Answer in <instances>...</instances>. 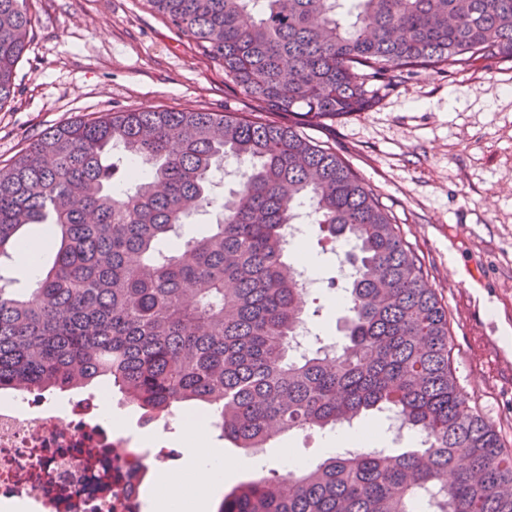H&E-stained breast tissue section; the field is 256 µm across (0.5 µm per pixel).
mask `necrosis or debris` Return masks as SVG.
<instances>
[{"mask_svg":"<svg viewBox=\"0 0 512 512\" xmlns=\"http://www.w3.org/2000/svg\"><path fill=\"white\" fill-rule=\"evenodd\" d=\"M90 392L56 410L41 395L0 403V501L30 512H142L141 487L166 471L167 449L145 451L102 418Z\"/></svg>","mask_w":512,"mask_h":512,"instance_id":"necrosis-or-debris-1","label":"necrosis or debris"}]
</instances>
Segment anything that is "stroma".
Listing matches in <instances>:
<instances>
[{"instance_id": "1", "label": "stroma", "mask_w": 512, "mask_h": 512, "mask_svg": "<svg viewBox=\"0 0 512 512\" xmlns=\"http://www.w3.org/2000/svg\"><path fill=\"white\" fill-rule=\"evenodd\" d=\"M32 14L15 96L0 110V166L47 129L95 112L249 109L223 68L144 0H35ZM302 129L391 212L448 309L459 387L512 451V62L449 75L418 68L379 89L368 111ZM319 236L307 226L303 248L317 262L309 296L323 307L313 328L339 342L345 307L326 286L336 255ZM120 412L129 432L181 459L179 416ZM288 450L308 465L337 453L325 433L292 432L258 453L260 467L280 469Z\"/></svg>"}]
</instances>
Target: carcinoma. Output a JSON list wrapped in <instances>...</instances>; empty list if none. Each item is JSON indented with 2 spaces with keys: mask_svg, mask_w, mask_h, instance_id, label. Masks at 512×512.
Returning a JSON list of instances; mask_svg holds the SVG:
<instances>
[{
  "mask_svg": "<svg viewBox=\"0 0 512 512\" xmlns=\"http://www.w3.org/2000/svg\"><path fill=\"white\" fill-rule=\"evenodd\" d=\"M224 68L252 112H100L55 126L0 167V259L37 225L58 242L32 287L0 269V390L110 382L151 418L206 405L258 450L391 411L422 448L347 451L258 475L218 512H512V453L467 405L448 310L379 196L296 116L367 111L373 82L419 66L512 61V0H145ZM32 0H0V108L29 48ZM244 165L220 198L213 174ZM346 242L341 343L296 356L308 289L283 226L301 208ZM219 218L182 236L197 214Z\"/></svg>",
  "mask_w": 512,
  "mask_h": 512,
  "instance_id": "carcinoma-1",
  "label": "carcinoma"
}]
</instances>
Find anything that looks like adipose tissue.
Listing matches in <instances>:
<instances>
[{"mask_svg":"<svg viewBox=\"0 0 512 512\" xmlns=\"http://www.w3.org/2000/svg\"><path fill=\"white\" fill-rule=\"evenodd\" d=\"M181 448L185 464L179 474L161 475L147 499L150 512H210L212 497L225 477L246 465L245 460L225 458L221 449L213 447L198 416L183 423Z\"/></svg>","mask_w":512,"mask_h":512,"instance_id":"adipose-tissue-1","label":"adipose tissue"}]
</instances>
